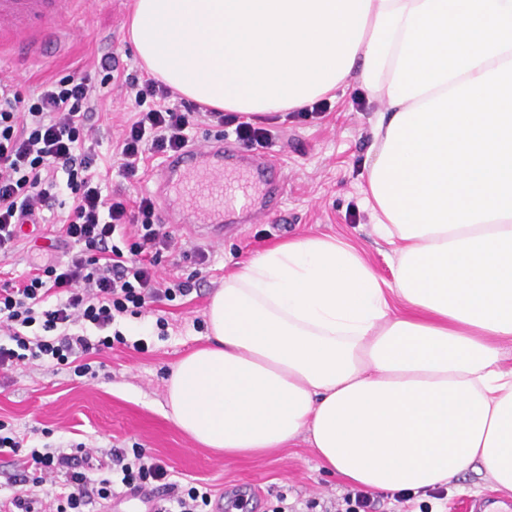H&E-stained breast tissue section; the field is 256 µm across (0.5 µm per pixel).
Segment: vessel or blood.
I'll return each instance as SVG.
<instances>
[{"instance_id": "vessel-or-blood-1", "label": "vessel or blood", "mask_w": 512, "mask_h": 512, "mask_svg": "<svg viewBox=\"0 0 512 512\" xmlns=\"http://www.w3.org/2000/svg\"><path fill=\"white\" fill-rule=\"evenodd\" d=\"M47 6L48 0H0V48L39 55L44 49L43 40L17 35L16 28L26 21L45 22ZM275 172L274 164L261 157L255 158L252 165L241 167L219 140L202 147L192 145L167 156L157 181L160 190L191 197L201 213L196 233L211 238L223 233L225 213H247L254 208L250 195L236 193L233 184L243 178L264 185L268 193L277 196L281 182L275 179Z\"/></svg>"}]
</instances>
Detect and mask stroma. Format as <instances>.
Returning <instances> with one entry per match:
<instances>
[{"label":"stroma","instance_id":"stroma-1","mask_svg":"<svg viewBox=\"0 0 512 512\" xmlns=\"http://www.w3.org/2000/svg\"><path fill=\"white\" fill-rule=\"evenodd\" d=\"M132 2L66 0L59 16L44 27L48 43L43 55L35 60L0 55V78L17 84L26 96L69 75L89 78L96 89L92 148L104 195L129 203L153 196L158 208L179 213L183 201L171 204L156 196L160 157L150 159L145 173L135 178L110 171L118 161V135L134 109L121 78L145 74L125 36ZM107 55L119 62L117 79H104L98 69ZM326 103V110L314 115L298 111L258 118V125L272 132L264 151L278 159L286 191L275 209L244 224L225 225L207 266H198L193 257L198 238L184 225H175V243L158 271L167 279L190 281L191 294L120 319L123 340L100 355L96 378H80L46 362L0 380V421L33 446L82 443L97 457L112 448L145 449L176 479L209 485L211 502L221 505L222 512H274L282 499L295 512H309L308 501L326 505L345 494L349 483L321 469L304 441L268 456H227L195 443L166 415L169 371L200 346L205 313L225 277L258 253L303 236L344 237L362 250L377 275L390 278V249L374 231L365 194L364 161L383 105L355 82L336 90ZM65 252V245H53L42 231H34L16 253L0 256V278L23 276L30 265L63 258ZM160 316L167 318L168 328L157 327ZM137 341L145 351L134 350ZM375 497L379 512H470L475 497L512 505V496L496 491L490 475L478 468L464 472L443 493L431 491L411 503L395 492L379 491Z\"/></svg>","mask_w":512,"mask_h":512}]
</instances>
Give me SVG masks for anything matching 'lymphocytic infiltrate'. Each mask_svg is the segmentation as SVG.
Listing matches in <instances>:
<instances>
[{
	"label": "lymphocytic infiltrate",
	"instance_id": "1",
	"mask_svg": "<svg viewBox=\"0 0 512 512\" xmlns=\"http://www.w3.org/2000/svg\"><path fill=\"white\" fill-rule=\"evenodd\" d=\"M125 84L137 109L118 143L123 176L143 171L149 155L187 147L201 117L233 127L247 147L268 139L266 128L237 114L171 104L170 89L154 78L129 77ZM93 105L85 77L61 78L28 97L0 82V254L13 251L22 221L40 217L63 189L72 203L58 232L74 246L66 260L34 265L23 279L0 283V376L48 359L95 378L94 360L111 348L117 317L191 291L190 284L158 274L174 232L154 200L140 198L130 210L103 197L81 150L96 135ZM118 236L129 238L128 248L115 244ZM2 455L17 458L22 471L13 477L12 497L0 500V512H88L93 502L106 505L121 493L147 500L160 489L165 498L159 512H206L211 502L209 487L172 482L167 467L140 448L113 450L111 467L97 471L84 444L28 450L0 422ZM59 474L65 477L60 492L44 494V484Z\"/></svg>",
	"mask_w": 512,
	"mask_h": 512
}]
</instances>
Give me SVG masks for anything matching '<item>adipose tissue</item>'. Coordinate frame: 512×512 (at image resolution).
I'll return each instance as SVG.
<instances>
[{
    "label": "adipose tissue",
    "mask_w": 512,
    "mask_h": 512,
    "mask_svg": "<svg viewBox=\"0 0 512 512\" xmlns=\"http://www.w3.org/2000/svg\"><path fill=\"white\" fill-rule=\"evenodd\" d=\"M137 57L215 110L378 98L367 193L390 279L296 238L225 277L167 415L263 456L306 439L356 486L412 495L482 465L512 493V0H135Z\"/></svg>",
    "instance_id": "obj_1"
}]
</instances>
